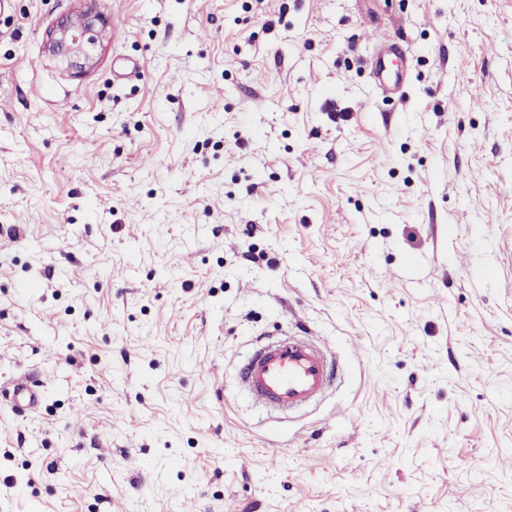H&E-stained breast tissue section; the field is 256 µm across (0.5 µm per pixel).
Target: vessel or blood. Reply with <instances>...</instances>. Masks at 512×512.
<instances>
[{"label":"vessel or blood","instance_id":"b4317fda","mask_svg":"<svg viewBox=\"0 0 512 512\" xmlns=\"http://www.w3.org/2000/svg\"><path fill=\"white\" fill-rule=\"evenodd\" d=\"M412 64L407 49L396 43L378 45L367 59V67L382 94L400 91ZM328 351L302 337L254 347L242 380L258 402L291 411L315 400L331 378Z\"/></svg>","mask_w":512,"mask_h":512}]
</instances>
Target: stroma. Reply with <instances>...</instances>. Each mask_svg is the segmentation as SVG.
<instances>
[{
  "label": "stroma",
  "instance_id": "stroma-1",
  "mask_svg": "<svg viewBox=\"0 0 512 512\" xmlns=\"http://www.w3.org/2000/svg\"><path fill=\"white\" fill-rule=\"evenodd\" d=\"M98 3L0 0V512H512V0ZM79 2L83 6L75 16L80 23L73 24L72 16L60 18L49 30L46 42L49 53L64 62L75 77L94 67L98 36L107 28L106 19L94 7L95 0ZM397 60L400 66L395 64ZM411 64V54L397 43H381L367 58L369 73L383 97L403 88ZM328 350L302 336L254 347L242 380L258 402L291 411L315 400L331 378Z\"/></svg>",
  "mask_w": 512,
  "mask_h": 512
}]
</instances>
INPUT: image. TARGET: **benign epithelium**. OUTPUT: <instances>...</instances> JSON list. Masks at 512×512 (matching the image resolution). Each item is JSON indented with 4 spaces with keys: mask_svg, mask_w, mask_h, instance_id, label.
<instances>
[{
    "mask_svg": "<svg viewBox=\"0 0 512 512\" xmlns=\"http://www.w3.org/2000/svg\"><path fill=\"white\" fill-rule=\"evenodd\" d=\"M76 12L80 23L72 17L60 18L48 32L46 47L49 53L66 64L76 77L86 74L95 65L98 36L107 28L106 19L95 9V0H81Z\"/></svg>",
    "mask_w": 512,
    "mask_h": 512,
    "instance_id": "1",
    "label": "benign epithelium"
}]
</instances>
